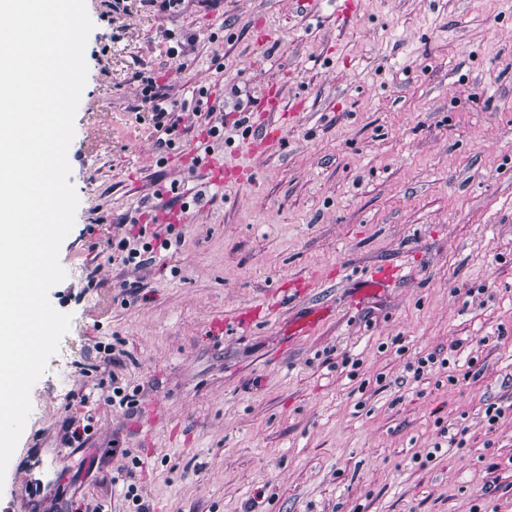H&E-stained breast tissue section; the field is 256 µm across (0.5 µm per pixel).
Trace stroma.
Here are the masks:
<instances>
[{
  "label": "stroma",
  "mask_w": 512,
  "mask_h": 512,
  "mask_svg": "<svg viewBox=\"0 0 512 512\" xmlns=\"http://www.w3.org/2000/svg\"><path fill=\"white\" fill-rule=\"evenodd\" d=\"M86 8L79 205L49 292L71 323L31 389L0 512H136L131 485L149 512H512V7L358 0L344 23L331 0L311 15L291 0ZM261 27L279 36L264 49ZM150 72L182 116L168 148L137 109ZM202 89L227 112L251 103L210 149L242 181L191 164ZM276 89L304 109L253 151ZM164 210L176 225L149 223ZM130 216L176 250L123 265ZM388 265L406 278L361 294ZM257 306L267 319L239 327ZM313 308L322 320L292 335ZM432 352L447 365L414 376ZM116 385L135 408L113 404Z\"/></svg>",
  "instance_id": "1"
}]
</instances>
